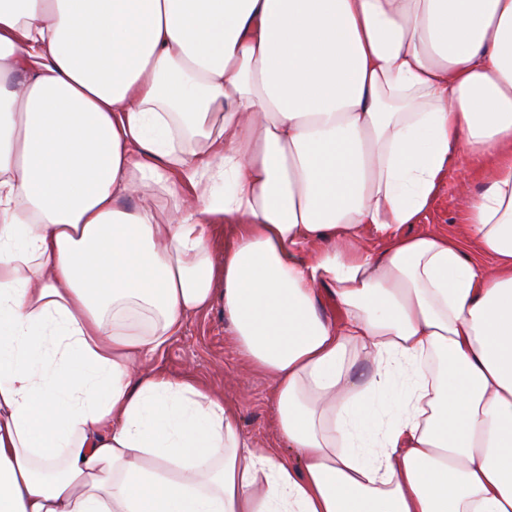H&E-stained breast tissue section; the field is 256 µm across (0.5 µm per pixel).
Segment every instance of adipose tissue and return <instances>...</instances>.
<instances>
[{
  "label": "adipose tissue",
  "instance_id": "obj_1",
  "mask_svg": "<svg viewBox=\"0 0 512 512\" xmlns=\"http://www.w3.org/2000/svg\"><path fill=\"white\" fill-rule=\"evenodd\" d=\"M0 512H512V0H0ZM460 188L453 175L439 188L433 204L423 216L419 224L407 225L404 231L408 234L421 233L429 229L440 228L454 234L463 224L462 213L458 203ZM151 364L223 389L226 396L240 403L242 432L263 448H280L290 461L296 462L295 452L288 449L272 429L273 411L268 400L273 388L271 379L243 365L234 336H230L224 326L219 310L208 316L190 318L181 334L156 354Z\"/></svg>",
  "mask_w": 512,
  "mask_h": 512
}]
</instances>
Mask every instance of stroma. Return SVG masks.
I'll use <instances>...</instances> for the list:
<instances>
[{"label": "stroma", "instance_id": "stroma-1", "mask_svg": "<svg viewBox=\"0 0 512 512\" xmlns=\"http://www.w3.org/2000/svg\"><path fill=\"white\" fill-rule=\"evenodd\" d=\"M459 192L455 178H448L428 212L419 223L406 226V233L433 228L457 233L462 222ZM152 363L172 374H187L223 389L226 396L240 404L242 432L262 447H281L282 442L271 425L273 411L268 395L273 388L272 381L243 365L220 312L190 318L181 334L156 354Z\"/></svg>", "mask_w": 512, "mask_h": 512}]
</instances>
